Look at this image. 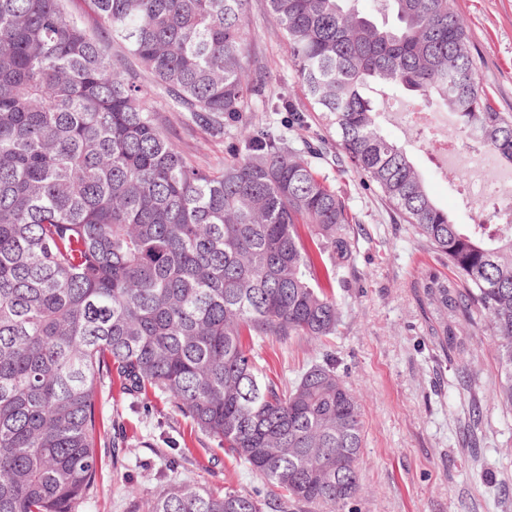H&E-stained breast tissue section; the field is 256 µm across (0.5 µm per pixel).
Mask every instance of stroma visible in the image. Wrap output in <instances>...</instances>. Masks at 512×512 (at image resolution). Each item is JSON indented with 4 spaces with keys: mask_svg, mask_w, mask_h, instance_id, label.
<instances>
[{
    "mask_svg": "<svg viewBox=\"0 0 512 512\" xmlns=\"http://www.w3.org/2000/svg\"><path fill=\"white\" fill-rule=\"evenodd\" d=\"M457 8L468 25L484 87L497 109L512 113V0H457ZM246 17L252 35L249 69L260 71L271 91L287 87L305 114L303 123L292 127L287 113L267 111L259 98H249V110L285 126L294 147L325 142L326 154L317 165L330 171L355 217V262L335 284L341 313L336 336L322 344L301 336L257 344L259 369L287 383L330 356L360 398L365 438L361 491L351 504L353 512H512V414L503 412L494 396L498 364L493 341L473 336L467 353L443 355L416 284L426 273H446V265L411 226L398 222L360 174L331 172L336 132L321 112L311 109L268 0H247ZM366 94L375 101L388 98L379 128L406 149L434 202L455 223H470L460 203L461 170L443 173L427 132L399 118L411 107V93L373 84ZM149 105L193 160L212 166L226 158V141L172 111L165 98L153 96ZM99 398L106 434L122 435L125 450L116 464L111 449L101 448L103 468L80 512H146L160 485L171 480L216 493L229 487L274 499L273 487L190 430L165 396L121 395L105 382ZM475 403L487 418L476 458L466 448L465 427Z\"/></svg>",
    "mask_w": 512,
    "mask_h": 512,
    "instance_id": "1",
    "label": "stroma"
}]
</instances>
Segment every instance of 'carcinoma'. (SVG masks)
<instances>
[{
    "label": "carcinoma",
    "mask_w": 512,
    "mask_h": 512,
    "mask_svg": "<svg viewBox=\"0 0 512 512\" xmlns=\"http://www.w3.org/2000/svg\"><path fill=\"white\" fill-rule=\"evenodd\" d=\"M0 0V512H76L101 456L98 387L158 390L279 491L277 502L170 482L148 512H342L360 488L363 410L328 361L263 380L251 345L336 335L333 282L354 261L345 199L277 126L247 114L246 0ZM379 26L343 0H269L311 104L336 129V167L374 185L448 262L418 287L442 351L448 320L498 343L512 412V224H456L379 130L371 81L432 97L512 165V113L492 105L455 0H387ZM119 42L152 77L126 76ZM232 159L202 167L158 125L154 90ZM272 112L300 116L281 88Z\"/></svg>",
    "instance_id": "cac0c4a2"
}]
</instances>
